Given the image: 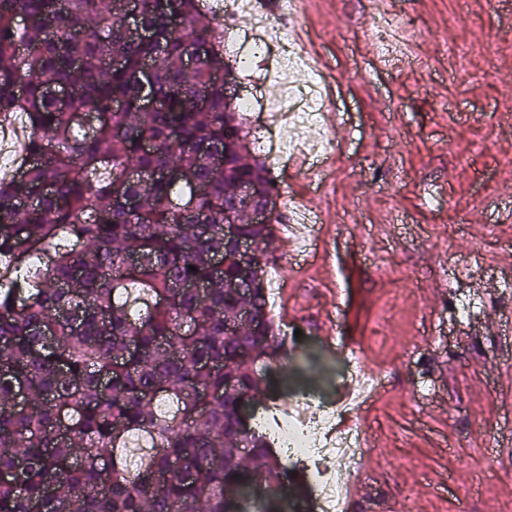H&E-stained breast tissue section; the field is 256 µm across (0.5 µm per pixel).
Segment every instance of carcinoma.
Wrapping results in <instances>:
<instances>
[{
  "mask_svg": "<svg viewBox=\"0 0 512 512\" xmlns=\"http://www.w3.org/2000/svg\"><path fill=\"white\" fill-rule=\"evenodd\" d=\"M221 68L204 0H0V123L28 129L0 172V512H307L255 419L257 368L288 352L269 259L242 263L224 218L258 249L280 214L236 195L274 186Z\"/></svg>",
  "mask_w": 512,
  "mask_h": 512,
  "instance_id": "carcinoma-1",
  "label": "carcinoma"
}]
</instances>
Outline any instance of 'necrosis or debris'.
Segmentation results:
<instances>
[{
	"label": "necrosis or debris",
	"instance_id": "obj_1",
	"mask_svg": "<svg viewBox=\"0 0 512 512\" xmlns=\"http://www.w3.org/2000/svg\"><path fill=\"white\" fill-rule=\"evenodd\" d=\"M296 6L272 13L266 10L265 0H230L221 8L218 17L225 28H238L241 19L253 20V30L247 40L257 57H265L277 50L276 72L287 75L306 72L303 87L288 86L277 102L248 97L245 109L262 112L266 124H283L287 136L265 144V153L273 166L287 167L298 152H305L313 160L325 159L335 150V142L325 131V111L329 105L325 84L319 69L315 68L302 41L289 33L286 22L296 15ZM372 377L359 372L351 379L352 393L347 401L317 402L308 395H295L297 412L278 419L276 431L281 449L291 460L301 461L318 483L317 512H344L347 487L342 478L352 465L365 454L361 435L337 434L335 417L358 410L366 397Z\"/></svg>",
	"mask_w": 512,
	"mask_h": 512
}]
</instances>
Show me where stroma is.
Returning a JSON list of instances; mask_svg holds the SVG:
<instances>
[{
    "label": "stroma",
    "instance_id": "1",
    "mask_svg": "<svg viewBox=\"0 0 512 512\" xmlns=\"http://www.w3.org/2000/svg\"><path fill=\"white\" fill-rule=\"evenodd\" d=\"M398 14L408 63L369 39L370 0H307L297 18L335 91L336 149L280 176L324 224L311 258L279 236L265 249L288 359L261 383L333 397L352 366L382 372L354 415L369 450L347 512H512V0ZM339 309L349 360L317 334Z\"/></svg>",
    "mask_w": 512,
    "mask_h": 512
}]
</instances>
